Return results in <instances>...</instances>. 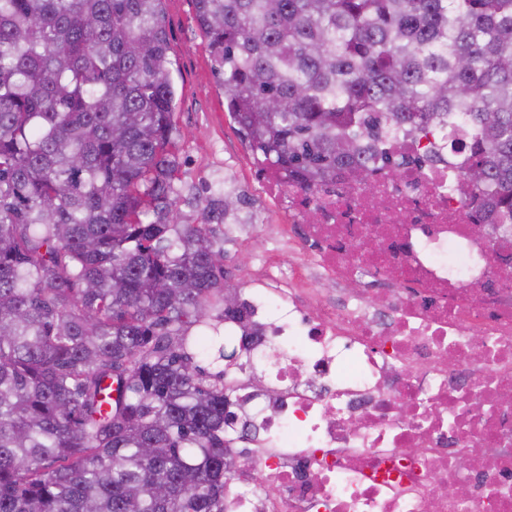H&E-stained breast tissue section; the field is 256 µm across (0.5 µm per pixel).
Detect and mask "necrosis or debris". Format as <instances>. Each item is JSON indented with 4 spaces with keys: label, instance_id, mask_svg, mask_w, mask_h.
Returning <instances> with one entry per match:
<instances>
[{
    "label": "necrosis or debris",
    "instance_id": "1",
    "mask_svg": "<svg viewBox=\"0 0 512 512\" xmlns=\"http://www.w3.org/2000/svg\"><path fill=\"white\" fill-rule=\"evenodd\" d=\"M383 149L405 173L258 178L288 221L240 289L275 353L266 388L239 382L260 463L226 512H512V229L492 244L479 194L413 138Z\"/></svg>",
    "mask_w": 512,
    "mask_h": 512
}]
</instances>
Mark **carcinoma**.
Wrapping results in <instances>:
<instances>
[{
  "mask_svg": "<svg viewBox=\"0 0 512 512\" xmlns=\"http://www.w3.org/2000/svg\"><path fill=\"white\" fill-rule=\"evenodd\" d=\"M162 0H0V512H225L215 226L177 223ZM250 152L365 183L406 131L512 224V0H196ZM199 335L192 336V328Z\"/></svg>",
  "mask_w": 512,
  "mask_h": 512,
  "instance_id": "carcinoma-1",
  "label": "carcinoma"
}]
</instances>
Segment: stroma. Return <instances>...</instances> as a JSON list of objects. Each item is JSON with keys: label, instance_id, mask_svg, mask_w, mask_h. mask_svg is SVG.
<instances>
[{"label": "stroma", "instance_id": "obj_1", "mask_svg": "<svg viewBox=\"0 0 512 512\" xmlns=\"http://www.w3.org/2000/svg\"><path fill=\"white\" fill-rule=\"evenodd\" d=\"M161 7L176 90L181 222L196 223L206 200L226 185L250 197L240 211L242 225L252 226L257 209L263 210L266 221H274V206L261 194L255 178L258 165L226 110L224 87L207 51L195 0H162ZM274 247V240L259 228L253 238L225 244L227 284L238 287L260 273L263 254Z\"/></svg>", "mask_w": 512, "mask_h": 512}]
</instances>
